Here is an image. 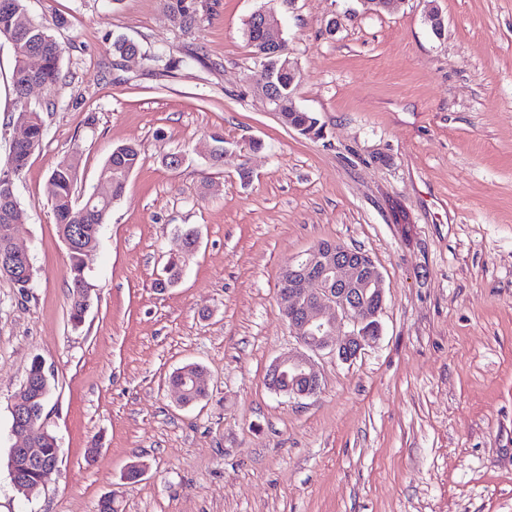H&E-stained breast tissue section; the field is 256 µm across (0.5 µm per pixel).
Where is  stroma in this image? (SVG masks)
Segmentation results:
<instances>
[{
    "mask_svg": "<svg viewBox=\"0 0 512 512\" xmlns=\"http://www.w3.org/2000/svg\"><path fill=\"white\" fill-rule=\"evenodd\" d=\"M24 5L49 23L62 79L31 94L44 137L13 178L37 275L25 292L0 276V512H97L106 495L116 512H512V0H439V37L424 0L279 11L317 139L251 88L246 23L272 0ZM119 38L138 58L114 53ZM14 66L0 41V171L21 134ZM217 137L220 165L201 153ZM128 143L140 164L88 259L76 325L48 179L76 153L77 196L100 189ZM322 240L378 264L381 332L352 360L316 355L320 392L294 399L267 381L299 348L277 289ZM173 257L181 280L156 287ZM36 358L60 457L27 498L7 467L9 407ZM190 363L208 387L185 406L170 378ZM134 462L146 471L130 479Z\"/></svg>",
    "mask_w": 512,
    "mask_h": 512,
    "instance_id": "stroma-1",
    "label": "stroma"
}]
</instances>
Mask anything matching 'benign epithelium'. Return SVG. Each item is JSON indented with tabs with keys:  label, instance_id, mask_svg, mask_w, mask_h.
Returning <instances> with one entry per match:
<instances>
[{
	"label": "benign epithelium",
	"instance_id": "7a95c632",
	"mask_svg": "<svg viewBox=\"0 0 512 512\" xmlns=\"http://www.w3.org/2000/svg\"><path fill=\"white\" fill-rule=\"evenodd\" d=\"M429 2L425 20L432 32L439 35L444 29L443 12L439 0ZM0 13L9 19L7 25L0 28V36L16 48L18 70L27 78L25 97L19 105L24 111L32 89L40 87L37 75L44 65V57L40 48H21L22 36L30 34L31 30L26 16L17 11L14 0H0ZM250 21L260 25L268 52L283 53L284 40L274 11L259 10ZM252 86L277 116H282L285 110L298 111L293 100H287L275 91L273 77L259 71L252 79ZM15 229L14 224L4 228L0 267L6 266L21 280L30 281L31 259L27 251L15 244ZM285 273L288 274L285 287L278 290L280 312L302 350L276 358L269 366L267 380L271 389L278 393L291 398H307L316 395L321 387L312 355L328 350L348 361L379 336L384 279L369 254L330 241H320L296 256ZM37 378L48 381L42 363L37 376H26L10 405L11 431L18 440V444L11 448L12 456L23 461L33 472L32 478H15L12 484L27 498L36 492L59 461V448H53L47 455L38 447L39 439L50 438L51 432L45 427V406L29 410L27 396L30 393H35L36 399L44 403L48 400L49 391L35 382Z\"/></svg>",
	"mask_w": 512,
	"mask_h": 512
}]
</instances>
